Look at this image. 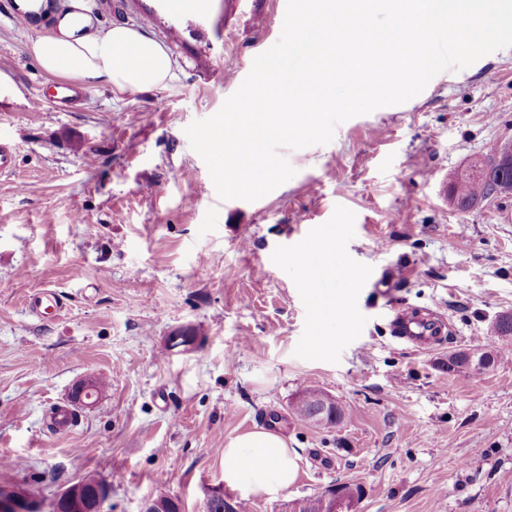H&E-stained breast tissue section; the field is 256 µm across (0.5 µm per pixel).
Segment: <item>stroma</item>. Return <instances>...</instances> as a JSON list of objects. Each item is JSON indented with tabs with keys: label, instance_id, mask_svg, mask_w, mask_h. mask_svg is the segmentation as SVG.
I'll return each instance as SVG.
<instances>
[{
	"label": "stroma",
	"instance_id": "1",
	"mask_svg": "<svg viewBox=\"0 0 512 512\" xmlns=\"http://www.w3.org/2000/svg\"><path fill=\"white\" fill-rule=\"evenodd\" d=\"M0 0V142L16 155L0 176V485L29 488L52 512L85 475L110 486L102 512H142L163 492L202 512L215 489L224 512H281L295 498L355 483L357 512H512V346L484 375L448 369V353L490 344L512 313V192L462 210L445 176L512 143V47L436 75L409 101L351 118L329 144L283 149L295 175L248 202L219 199L185 134L217 113L274 45L281 0H225L224 37L169 41L149 0H86L95 25L123 24L166 43V87L52 107L58 77L30 53L53 31L30 28ZM355 279L348 318L323 327L291 256L322 262L318 236ZM397 284L384 292L382 280ZM49 288L54 319L24 309ZM433 311L446 341L420 349L392 338L391 308ZM195 329L189 351L168 336ZM107 387L78 407L67 432L52 408L73 384ZM345 409L330 428L295 420L302 389ZM265 426L300 455L279 498L242 499L224 485L226 439Z\"/></svg>",
	"mask_w": 512,
	"mask_h": 512
}]
</instances>
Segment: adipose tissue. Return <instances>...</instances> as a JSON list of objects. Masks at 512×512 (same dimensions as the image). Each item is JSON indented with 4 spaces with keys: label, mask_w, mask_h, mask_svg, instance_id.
Returning <instances> with one entry per match:
<instances>
[{
    "label": "adipose tissue",
    "mask_w": 512,
    "mask_h": 512,
    "mask_svg": "<svg viewBox=\"0 0 512 512\" xmlns=\"http://www.w3.org/2000/svg\"><path fill=\"white\" fill-rule=\"evenodd\" d=\"M41 68L84 83L103 82L118 90H145L174 77L167 48L125 25L98 28L83 0H70L56 30L30 46ZM224 482L243 497L277 498L298 472L297 454L287 439L257 427L228 439L223 448Z\"/></svg>",
    "instance_id": "adipose-tissue-1"
}]
</instances>
